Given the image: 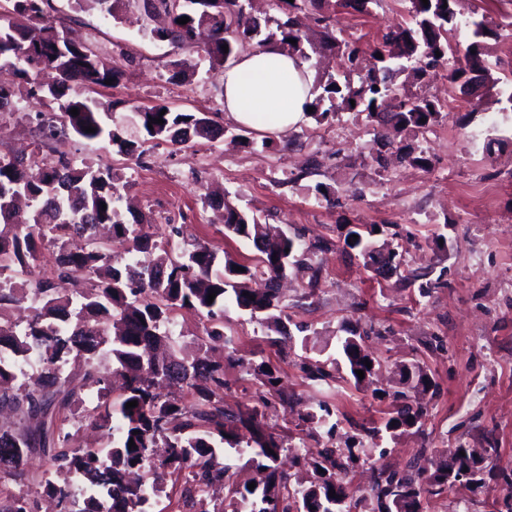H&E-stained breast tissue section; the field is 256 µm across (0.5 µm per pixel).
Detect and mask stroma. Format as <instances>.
I'll use <instances>...</instances> for the list:
<instances>
[{"mask_svg":"<svg viewBox=\"0 0 512 512\" xmlns=\"http://www.w3.org/2000/svg\"><path fill=\"white\" fill-rule=\"evenodd\" d=\"M57 25L109 58L125 53L124 75L101 88L96 100L120 101L117 120L132 110L157 103L179 112H223L224 68L204 57L149 37L155 19L136 7L123 8L118 19L96 9L82 11L72 0H48ZM456 18L449 40L463 57L474 39L473 24L485 21V58L494 76L512 73V0H456ZM336 34L375 40L385 29L407 19L404 0H371L368 10L333 14ZM189 60L195 74L173 76L172 64ZM446 105V115L423 135L402 136L403 144L424 150L428 166L378 170L371 161L379 138L362 117L348 112L333 121H308L263 146V138L247 131L245 140L222 137L217 142L193 141L182 146L145 143L141 158L117 155L108 138L66 143L75 161L112 166L124 183L123 196L136 212L150 216L157 240L166 241L169 225L181 229L178 246L201 243L238 260L253 258L252 243L224 235L218 213L205 198L220 191L234 203L305 242L322 244L314 256L321 271L316 287L309 274L295 270L280 290L293 341L271 345L266 330L235 307L224 311V403L251 409L267 399L263 421L296 449L316 454L338 448L347 464L346 480L363 498L360 512H379L374 487L381 469L399 473L425 466L431 454L465 445L496 449V468L482 486L464 481L438 495H424L425 512H512V153L487 155L482 143L489 131L512 139V105L494 92L468 96L445 74L425 88ZM456 107H448V100ZM37 100L16 96L12 108L0 112V153L31 154L39 131L32 114ZM335 189L338 202L319 200L314 187ZM357 224H374L379 238L395 236L401 266L372 272L351 256L344 238ZM448 238L438 248V235ZM409 271L431 272L442 287L420 294L407 286ZM369 329L362 345L380 368L361 384L346 378L312 381L315 364L337 358L340 329ZM260 355L275 366L289 405H281L247 366ZM415 361L429 373L433 387L426 397L421 427L375 437L399 388L397 368ZM82 418L59 411L54 424L71 433L72 445L102 447L89 420L99 400L95 390L81 393ZM327 405L325 425L303 424L307 413ZM50 456L31 449L24 481L0 472V498L29 492L36 512H79L80 487H73L67 506H57L40 486L50 469ZM185 478L170 475L160 506L164 512H212L224 490L184 498Z\"/></svg>","mask_w":512,"mask_h":512,"instance_id":"stroma-1","label":"stroma"}]
</instances>
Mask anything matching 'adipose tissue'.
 Wrapping results in <instances>:
<instances>
[{"instance_id":"ef3b65f1","label":"adipose tissue","mask_w":512,"mask_h":512,"mask_svg":"<svg viewBox=\"0 0 512 512\" xmlns=\"http://www.w3.org/2000/svg\"><path fill=\"white\" fill-rule=\"evenodd\" d=\"M222 96L235 123L277 138L308 121L311 72L275 46L247 52L225 69Z\"/></svg>"}]
</instances>
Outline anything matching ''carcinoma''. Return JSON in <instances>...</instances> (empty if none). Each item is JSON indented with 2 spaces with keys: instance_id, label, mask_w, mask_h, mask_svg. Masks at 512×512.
Masks as SVG:
<instances>
[{
  "instance_id": "1",
  "label": "carcinoma",
  "mask_w": 512,
  "mask_h": 512,
  "mask_svg": "<svg viewBox=\"0 0 512 512\" xmlns=\"http://www.w3.org/2000/svg\"><path fill=\"white\" fill-rule=\"evenodd\" d=\"M48 0H13L12 11L0 12V63L14 70L18 83L0 84V111L27 87L48 111H39L41 137L39 150L54 154V161L27 163L10 154H0V223L13 217L14 196H27L32 207V223L6 235L0 231V274L10 273V283L0 284V309L31 301L32 315L18 328L0 323V406H8L24 421L48 416L52 409H71L79 393L95 388L104 398L91 424L102 432L106 446L72 448L70 434L53 433L41 424L4 429L0 427V466L19 475L29 449L59 443L51 456L53 466L66 470L81 482L84 493L80 512H155L164 492V480L170 474L188 472L190 486L185 497L193 498V489L224 484L222 459L229 454H251L254 470L249 482L228 489V495L213 512H357L362 499L344 481L346 463L338 450L324 448L312 457L299 456L311 470L307 485H294L291 476L279 470L281 452L290 449L285 441L262 422L259 404L247 412L224 405L218 391L224 388V365L211 359L210 352L224 343V322L218 314L231 303L278 335L286 344L291 338L288 315L280 304L278 282L283 259L291 260L289 269H318L312 258L320 247L303 244L298 236L271 234L268 225L238 204L225 199L221 221L224 235L253 243L258 254L253 261L240 262L230 255L218 257V250L198 244L177 252L161 247L150 232L153 220L143 216L129 223L121 208L119 178L110 166L84 163L76 165L57 144L76 137L85 140L108 138L124 156L134 155L142 144L163 140L181 145L193 139L213 141L224 127L204 112H176L156 105L135 115L142 139L124 136L114 122L120 101L103 105L80 94L75 87L103 85L116 78L120 66L102 58L93 48L76 44L67 52L59 51L57 36L62 34L44 10ZM120 0H74L75 9L97 7L113 19ZM408 22L393 27L366 46L353 39L338 38L329 16H321L322 31L316 40L293 27L291 20L272 19L276 31L256 40V48L276 45L298 57L308 68L316 67L313 58L338 57V73L318 80L321 92L311 103L310 117L318 124L339 112L366 114L382 129L385 145L391 136L425 133L441 118V107L417 87L439 71L448 72V81L460 89L470 87L474 78L512 105V80L493 77L484 58L481 42L466 50V66L454 64L449 54L448 24L454 19V0H407ZM329 0H272L280 12L312 9L319 11ZM155 11L168 17L167 26L150 30L152 38L169 41L189 52L204 53L212 62L222 64L234 58L239 46L255 40L261 24L249 11L250 0H152ZM187 16L188 23L177 19ZM296 40L291 44L288 39ZM228 46V50L221 46ZM381 53L382 58L365 74L359 84L350 76L358 69L365 51ZM441 56H436V53ZM51 68L57 81L48 86L32 79L34 73ZM392 111H383L386 101ZM79 109L73 116L70 110ZM162 117L165 123L153 119ZM95 132L88 133L84 128ZM106 210H101V204ZM375 229L353 230L346 246L362 260L363 266L377 271L396 267L401 259L390 240L388 250L374 248ZM58 248L56 277L73 283V293L61 295L50 278H33V263L43 242ZM120 247L131 256L123 260L114 254ZM158 250L155 262L139 266L133 255ZM244 271L238 272L236 268ZM214 293V301L207 302ZM177 312L205 316L210 325L198 339L195 351L187 357L176 354L171 330ZM368 331L349 332L338 337L347 374L354 384L362 383L372 370L364 364L367 355L361 341ZM74 372L64 374L69 363ZM111 363L123 378L121 392L111 397L112 388L104 371ZM37 365V375L25 366ZM263 384L288 401L281 389V377L266 362L250 364ZM411 373L399 370L403 391L394 406L385 429L393 433L401 428L421 426L426 415L425 396L433 386L430 376L416 362ZM174 381L193 395L186 406L170 392L161 391L160 382ZM138 401L128 409L126 403ZM251 430L250 441H240L238 430ZM139 434H134V431ZM136 447L129 448V440ZM478 450L460 446L447 458L437 453L428 465L414 474L388 473L376 486L381 512H421L424 493L439 494L448 488V462L457 466L455 477L472 484L483 481L487 458L477 459ZM43 491L60 500L70 498V486L57 485L47 476ZM335 491L336 497L329 496ZM0 512H34L25 495L0 503Z\"/></svg>"
}]
</instances>
